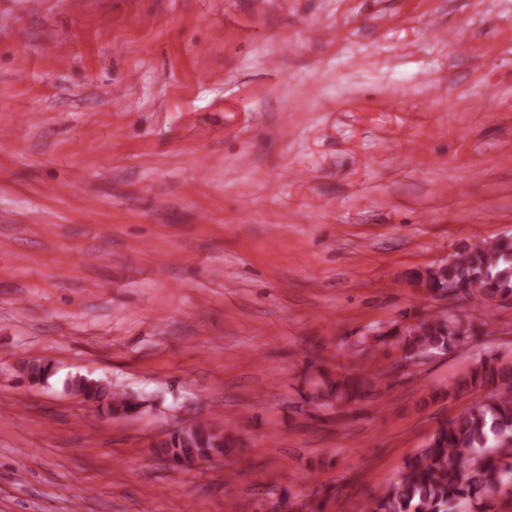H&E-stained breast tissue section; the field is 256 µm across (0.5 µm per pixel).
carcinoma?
Segmentation results:
<instances>
[{"label":"carcinoma","instance_id":"obj_1","mask_svg":"<svg viewBox=\"0 0 512 512\" xmlns=\"http://www.w3.org/2000/svg\"><path fill=\"white\" fill-rule=\"evenodd\" d=\"M415 283L434 294L485 303L512 296V236L474 243L455 253L440 274L417 273ZM487 327L478 318L442 313L395 329L383 339L411 358L446 351ZM374 382L372 377L328 378L321 396L346 405L364 396ZM68 386L91 402L98 415L119 417L135 407L125 391L110 385L73 379ZM478 388L487 390L485 397L440 425L395 480L366 504L365 512H472L512 484V364L487 355L456 378L452 392L460 397ZM235 445L230 427L204 420L187 435H173L161 452L183 463L222 457Z\"/></svg>","mask_w":512,"mask_h":512}]
</instances>
